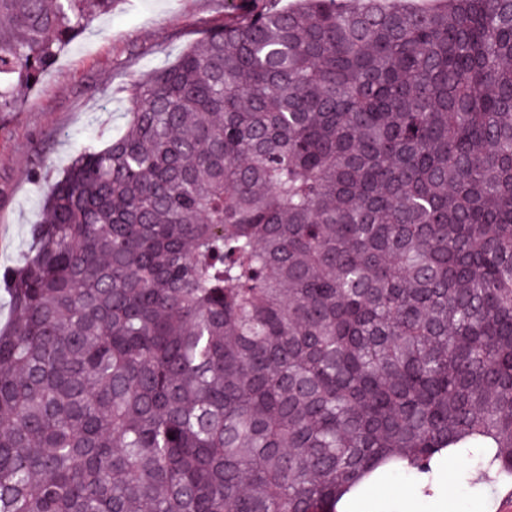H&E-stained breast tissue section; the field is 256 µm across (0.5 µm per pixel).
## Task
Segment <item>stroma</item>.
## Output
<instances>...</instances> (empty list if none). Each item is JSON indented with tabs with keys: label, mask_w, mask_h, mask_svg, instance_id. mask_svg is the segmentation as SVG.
I'll use <instances>...</instances> for the list:
<instances>
[{
	"label": "stroma",
	"mask_w": 512,
	"mask_h": 512,
	"mask_svg": "<svg viewBox=\"0 0 512 512\" xmlns=\"http://www.w3.org/2000/svg\"><path fill=\"white\" fill-rule=\"evenodd\" d=\"M227 11L225 0H114L34 85L14 88L16 107L0 112V273L30 256L43 197L72 157L97 137L124 133L132 81L171 64ZM511 492V477L482 466L428 490L404 473L382 479L388 508L408 512H432L442 494L458 512H501Z\"/></svg>",
	"instance_id": "35a3bbf8"
}]
</instances>
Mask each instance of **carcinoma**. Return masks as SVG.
Listing matches in <instances>:
<instances>
[{
	"mask_svg": "<svg viewBox=\"0 0 512 512\" xmlns=\"http://www.w3.org/2000/svg\"><path fill=\"white\" fill-rule=\"evenodd\" d=\"M239 2L3 273L0 512H336L512 476V0ZM112 0H0V112Z\"/></svg>",
	"mask_w": 512,
	"mask_h": 512,
	"instance_id": "1",
	"label": "carcinoma"
}]
</instances>
